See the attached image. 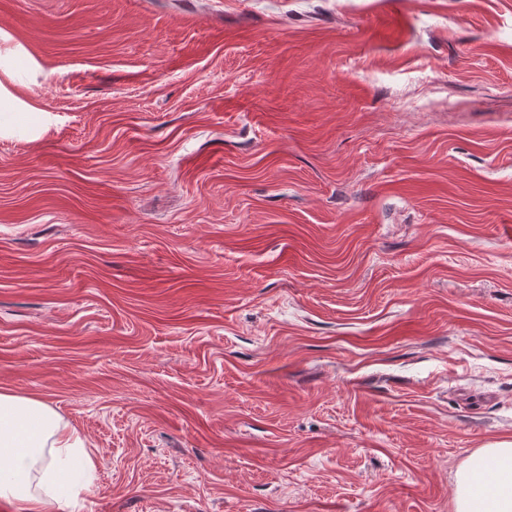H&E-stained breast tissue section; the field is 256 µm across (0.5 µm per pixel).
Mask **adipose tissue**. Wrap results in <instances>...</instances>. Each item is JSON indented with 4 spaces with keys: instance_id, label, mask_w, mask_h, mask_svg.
<instances>
[{
    "instance_id": "adipose-tissue-1",
    "label": "adipose tissue",
    "mask_w": 512,
    "mask_h": 512,
    "mask_svg": "<svg viewBox=\"0 0 512 512\" xmlns=\"http://www.w3.org/2000/svg\"><path fill=\"white\" fill-rule=\"evenodd\" d=\"M95 460L44 401L0 390V498L14 512H63L72 472ZM454 512H512V440L488 443L456 473Z\"/></svg>"
}]
</instances>
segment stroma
Here are the masks:
<instances>
[{
  "label": "stroma",
  "instance_id": "obj_1",
  "mask_svg": "<svg viewBox=\"0 0 512 512\" xmlns=\"http://www.w3.org/2000/svg\"><path fill=\"white\" fill-rule=\"evenodd\" d=\"M0 389L63 512H453L512 440V0H0ZM95 460L73 428L61 423L44 401L0 390V498L14 512H59L67 504L71 478L95 470ZM38 482L42 493L32 491Z\"/></svg>",
  "mask_w": 512,
  "mask_h": 512
}]
</instances>
